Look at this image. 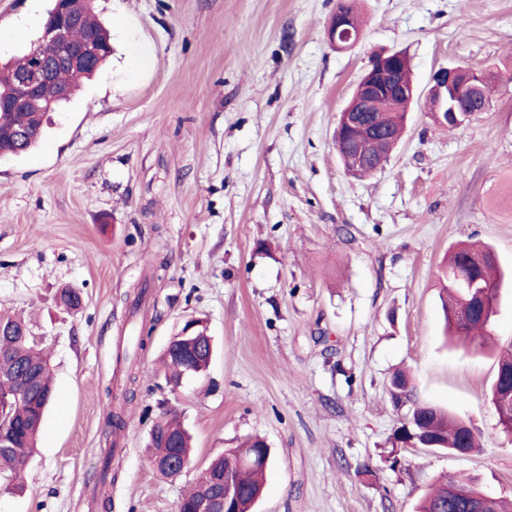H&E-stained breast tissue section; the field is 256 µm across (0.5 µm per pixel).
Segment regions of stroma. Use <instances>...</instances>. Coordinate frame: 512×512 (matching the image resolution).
<instances>
[{"label":"stroma","mask_w":512,"mask_h":512,"mask_svg":"<svg viewBox=\"0 0 512 512\" xmlns=\"http://www.w3.org/2000/svg\"><path fill=\"white\" fill-rule=\"evenodd\" d=\"M338 3L94 0L110 61L49 113L35 149L0 158V310L29 320L56 391L25 489L0 488V512H99L114 445L111 512H176L209 461L252 436L272 458L254 512H415L441 477L512 499V436L488 396L497 358L447 343L438 304L457 244L512 268V0H357L365 24L345 50L327 33ZM51 7L0 0V30L24 26L0 61L32 48ZM390 50L410 56L420 97L384 168L355 179L338 113ZM448 63L500 76L490 109L453 130L424 99ZM138 292L142 347L128 339ZM191 318L214 354L174 387L160 356ZM399 370L475 428V452L394 446ZM169 408L194 446L175 479L146 450Z\"/></svg>","instance_id":"1"}]
</instances>
